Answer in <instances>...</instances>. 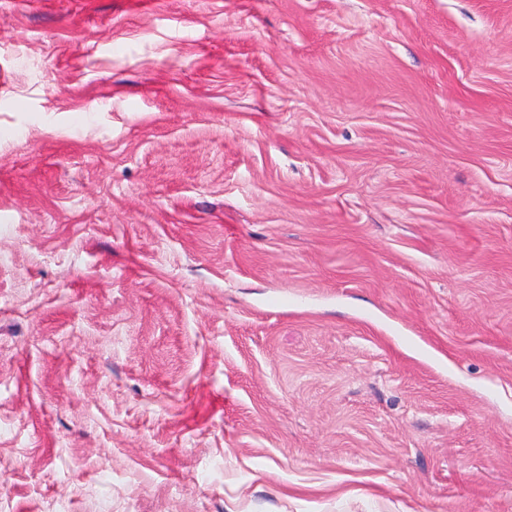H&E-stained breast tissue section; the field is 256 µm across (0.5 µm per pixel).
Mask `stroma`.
<instances>
[{
  "label": "stroma",
  "instance_id": "35a3bbf8",
  "mask_svg": "<svg viewBox=\"0 0 512 512\" xmlns=\"http://www.w3.org/2000/svg\"><path fill=\"white\" fill-rule=\"evenodd\" d=\"M0 512H512V0H0Z\"/></svg>",
  "mask_w": 512,
  "mask_h": 512
}]
</instances>
